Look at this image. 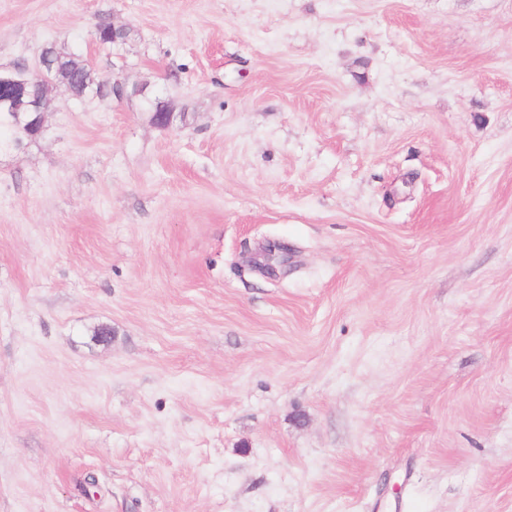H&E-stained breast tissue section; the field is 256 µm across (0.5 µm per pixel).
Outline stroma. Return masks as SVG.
Instances as JSON below:
<instances>
[{
    "mask_svg": "<svg viewBox=\"0 0 512 512\" xmlns=\"http://www.w3.org/2000/svg\"><path fill=\"white\" fill-rule=\"evenodd\" d=\"M50 45L127 92L0 150V512H512V0H0ZM260 266L267 274L276 275L278 268L283 270L288 267V248L278 243H269L265 248V263Z\"/></svg>",
    "mask_w": 512,
    "mask_h": 512,
    "instance_id": "35a3bbf8",
    "label": "stroma"
}]
</instances>
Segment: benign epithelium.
<instances>
[{
    "label": "benign epithelium",
    "mask_w": 512,
    "mask_h": 512,
    "mask_svg": "<svg viewBox=\"0 0 512 512\" xmlns=\"http://www.w3.org/2000/svg\"><path fill=\"white\" fill-rule=\"evenodd\" d=\"M53 68L50 63L49 50L42 51L39 65L32 70L27 66L0 67V112L14 115V122L20 132L17 145L31 137L41 136L44 129L45 113L50 106L49 92L53 85L60 80L52 76ZM90 94L108 98L122 97L124 87L119 82L102 81L91 89ZM176 115L172 110L162 105L153 112L152 120L160 128L173 125ZM288 267V248L270 243L265 248V263L261 269L271 275L278 270Z\"/></svg>",
    "instance_id": "benign-epithelium-1"
}]
</instances>
